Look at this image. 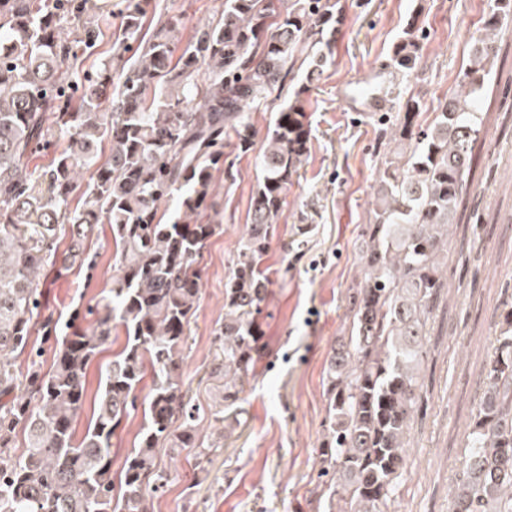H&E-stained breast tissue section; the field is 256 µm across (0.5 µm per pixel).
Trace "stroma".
<instances>
[{
  "instance_id": "obj_1",
  "label": "stroma",
  "mask_w": 512,
  "mask_h": 512,
  "mask_svg": "<svg viewBox=\"0 0 512 512\" xmlns=\"http://www.w3.org/2000/svg\"><path fill=\"white\" fill-rule=\"evenodd\" d=\"M155 18L172 19L190 37L221 0H156ZM490 0H336L340 21L327 62L304 96L309 154L288 189L261 269L268 289L255 316L259 355L245 387L243 412L224 431V446L204 469L185 453L161 452L160 464L179 472L153 501V512H314L318 452L326 425L327 355L345 333L347 297L361 269L360 227L369 223L381 167L376 118L347 112L340 87L391 63L408 28L417 31L416 74L398 76L391 99L424 98L421 123L455 91L459 70ZM497 75L485 90L487 122L476 144L468 207L479 239L453 235L448 245L470 250L464 284H450L433 323L421 367L426 397L407 441V464L396 496L398 512H448L464 457L466 425L477 401L481 371L512 307V138L501 129V102L512 105V35L504 34ZM278 104L249 107L255 138L248 152L225 139L236 175L217 177L222 228L201 260L202 288L184 369L194 404H211L219 381L207 372L215 354L213 330L224 319V282L248 229L260 178L263 140ZM97 268L40 279L55 313L96 305L115 273L109 225L88 242Z\"/></svg>"
}]
</instances>
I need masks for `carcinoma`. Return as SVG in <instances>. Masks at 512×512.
<instances>
[{
  "label": "carcinoma",
  "instance_id": "1",
  "mask_svg": "<svg viewBox=\"0 0 512 512\" xmlns=\"http://www.w3.org/2000/svg\"><path fill=\"white\" fill-rule=\"evenodd\" d=\"M151 0H123L122 52L95 73L76 70L92 53L99 21L113 11L96 0H0V512H152L178 478L160 467L163 450H186L200 466L224 447L201 434L191 403L185 346L201 297L199 260L221 229L216 174L224 169V131L246 152L255 131L245 107L278 100L293 58L307 50V82L324 65L336 30L330 0H223L222 10L183 41L168 20L145 33ZM83 23L72 38L62 24ZM512 22V0H493L433 120L416 121L421 98L407 101L390 134L372 201L373 222L361 280L349 295V327L326 362L328 426L317 478L327 512H395L407 431L423 403L420 366L445 288L443 260L483 132L481 102ZM415 31L404 33L397 73L417 68ZM122 74L112 84V70ZM301 92L280 109L264 140L262 179L247 237L224 282V321L213 330L210 376L224 380L210 416L233 412L258 353L255 314L266 294L259 264L270 248L294 175L308 155ZM65 143L56 145V133ZM108 156L99 161V144ZM51 154L41 171L30 160ZM92 170L81 185L83 173ZM81 189V204L70 195ZM178 194L172 216L163 205ZM107 224L116 274L91 326L47 311L40 278L78 265L93 270L86 241ZM71 245L59 250V231ZM492 343L471 410L461 472L449 512H512V308ZM125 346L105 369L92 419L80 440L74 422L88 393V368L112 336ZM53 341L48 372L36 362L34 331ZM31 359L18 376L14 359ZM143 401L137 391L145 376ZM142 410L138 446L112 475V438ZM26 434L22 452L17 432Z\"/></svg>",
  "mask_w": 512,
  "mask_h": 512
}]
</instances>
